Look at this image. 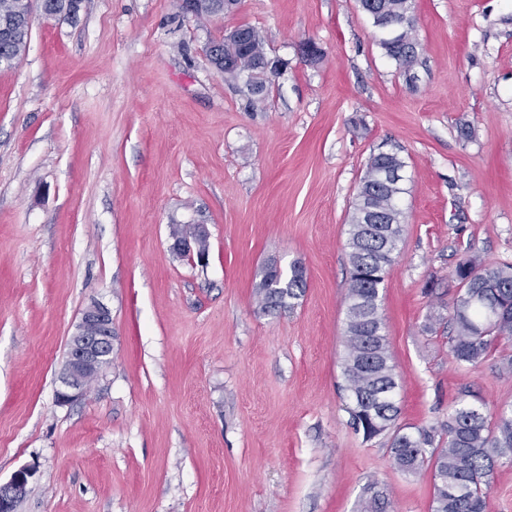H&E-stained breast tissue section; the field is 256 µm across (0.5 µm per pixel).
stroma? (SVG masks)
<instances>
[{
	"label": "stroma",
	"mask_w": 512,
	"mask_h": 512,
	"mask_svg": "<svg viewBox=\"0 0 512 512\" xmlns=\"http://www.w3.org/2000/svg\"><path fill=\"white\" fill-rule=\"evenodd\" d=\"M0 68V481L34 475L18 512H361L370 483L431 512V467L349 424L347 222L378 147L406 164L403 237L380 290L398 427L435 428L460 389L512 400L493 350L459 367L430 329L457 263H512V0H414L418 62L399 71L359 0H239L199 23L176 0L32 4ZM258 28L285 67L264 102L206 44ZM323 51L303 59V43ZM206 225V265L171 249ZM306 269L262 312V267ZM112 361L58 404L91 301Z\"/></svg>",
	"instance_id": "1"
}]
</instances>
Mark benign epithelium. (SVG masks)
I'll list each match as a JSON object with an SVG mask.
<instances>
[{"mask_svg": "<svg viewBox=\"0 0 512 512\" xmlns=\"http://www.w3.org/2000/svg\"><path fill=\"white\" fill-rule=\"evenodd\" d=\"M172 249L178 254L194 255L201 264L207 254L199 252L196 240L186 237L174 241ZM112 314L103 303L88 305L70 336L66 360L58 377L56 398L61 404L81 399L86 393L85 380L98 377L112 361ZM32 471L26 467L17 470L6 482H0V512H16L17 504L28 492Z\"/></svg>", "mask_w": 512, "mask_h": 512, "instance_id": "7a95c632", "label": "benign epithelium"}]
</instances>
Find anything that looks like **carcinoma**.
Instances as JSON below:
<instances>
[{
    "mask_svg": "<svg viewBox=\"0 0 512 512\" xmlns=\"http://www.w3.org/2000/svg\"><path fill=\"white\" fill-rule=\"evenodd\" d=\"M367 15L380 16L387 23L414 28L413 0H364ZM240 40L227 53L240 61L225 66L224 74L245 79L250 96L266 93L280 70L265 72L252 65L266 58L265 40L250 25L238 27ZM31 31L29 0H0V54L16 63L26 50ZM379 45L395 66L407 73L417 62V54L397 46L386 29ZM405 167L398 153L378 148L369 157L349 220L346 241L349 279L346 295L342 361L346 410L355 432L371 440L393 431L389 443L392 464L406 473L432 466L434 496L431 512H487L491 479L505 459L512 462V402H502L489 411L470 400L471 394L458 392L448 420L440 429L419 428L414 432L393 429L399 415L395 395L398 383L391 354L383 334L379 312L383 279L392 264L403 233L402 182L385 174ZM373 214L377 223H367ZM459 295L453 303L448 329L449 351L467 368L479 365L499 345L512 346V264L482 265L468 258L455 268ZM306 288L299 264L288 273L268 265L263 269L256 294L259 307L270 313L294 306ZM370 512H394L384 492L369 486Z\"/></svg>",
    "mask_w": 512,
    "mask_h": 512,
    "instance_id": "cac0c4a2",
    "label": "carcinoma"
}]
</instances>
